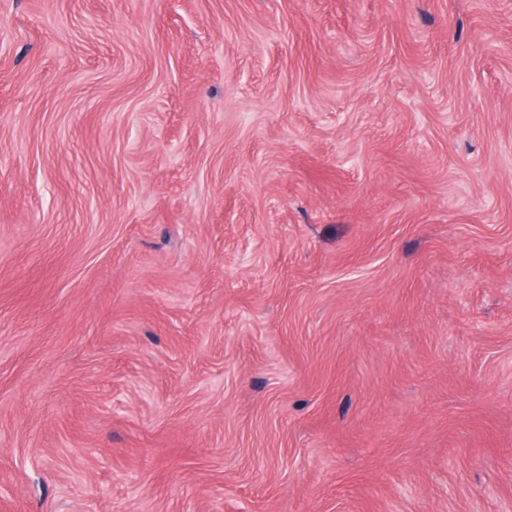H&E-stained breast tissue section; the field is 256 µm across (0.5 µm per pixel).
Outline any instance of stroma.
<instances>
[{
  "label": "stroma",
  "instance_id": "obj_1",
  "mask_svg": "<svg viewBox=\"0 0 512 512\" xmlns=\"http://www.w3.org/2000/svg\"><path fill=\"white\" fill-rule=\"evenodd\" d=\"M0 512H512V0H0Z\"/></svg>",
  "mask_w": 512,
  "mask_h": 512
}]
</instances>
